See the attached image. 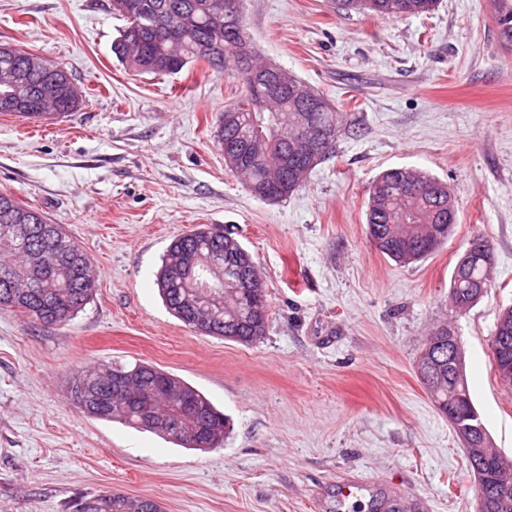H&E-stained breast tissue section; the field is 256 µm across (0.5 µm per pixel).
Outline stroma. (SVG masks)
Instances as JSON below:
<instances>
[{
  "mask_svg": "<svg viewBox=\"0 0 512 512\" xmlns=\"http://www.w3.org/2000/svg\"><path fill=\"white\" fill-rule=\"evenodd\" d=\"M110 0H0V42L71 73L82 106L64 117L0 113V191L38 209L93 259L92 301L33 327L0 308V512H65L112 490L164 512H369L342 500L353 477L422 512H476L474 477L413 366L428 332L464 340L470 393L512 458V389L491 339L512 305V51L490 0H439L396 19L337 13L331 0H243L263 61L343 112L336 151L286 200L256 197L215 137L241 94L232 70L175 75L121 64ZM412 168L446 184L454 236L398 265L366 235L372 182ZM236 234L260 271L270 317L246 346L174 317L156 274L174 237ZM494 248L492 286L455 311L467 242ZM144 361L201 391L230 421L222 447L192 450L74 409L66 386L94 362Z\"/></svg>",
  "mask_w": 512,
  "mask_h": 512,
  "instance_id": "35a3bbf8",
  "label": "stroma"
}]
</instances>
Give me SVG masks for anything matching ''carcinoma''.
Masks as SVG:
<instances>
[{"label": "carcinoma", "mask_w": 512, "mask_h": 512, "mask_svg": "<svg viewBox=\"0 0 512 512\" xmlns=\"http://www.w3.org/2000/svg\"><path fill=\"white\" fill-rule=\"evenodd\" d=\"M118 11L127 25L112 45L119 61L151 74H178L185 67L205 63L222 70L232 63L245 88L233 104L224 107L217 127L219 144L238 146L240 162L234 171L243 176L253 194L264 200H282L307 179L303 157L306 141L321 137L334 152L341 113L329 101L322 109L306 112L291 92L273 104L281 121L276 126L261 119V91L248 74L260 67L254 51L245 56L224 39V10L217 0H123ZM499 38L512 47V0H490ZM336 11L400 18L429 14L437 0H333ZM0 43V112L26 117L67 116L81 106V97L69 72L60 64L44 61ZM456 213L448 186L414 169L386 170L372 183L367 202L366 226L370 241L398 264L426 259L454 232L448 213ZM480 243L473 254L461 255L462 268L454 269L451 305L467 310L477 301L475 289L490 288L494 264L492 245ZM46 266L59 265L48 274L32 269L33 257ZM217 260L211 276L213 293L197 294L203 282L180 272L188 258ZM97 273L89 254L58 224L36 209L0 191V307L16 312L31 324L64 325L93 298ZM157 281L163 300L186 326H207L209 335L240 344H252L266 334L269 306L259 270L252 255L226 230L191 229L170 243ZM458 353L455 367L448 365V346ZM415 373L443 415L456 412L452 422L464 439L466 422L478 415L465 375L462 339L444 323L421 344ZM162 383L166 396L152 403L155 417L141 414L142 391ZM67 400L81 413L160 435L189 449L219 446L229 433L228 419L200 391L182 378L140 362L128 367L120 362L100 363L78 372L67 386ZM469 465L478 466L485 478L476 482V494L489 504V512H512V459L493 448L491 441L476 450L463 444ZM84 512H163L160 502L123 493L82 495Z\"/></svg>", "instance_id": "obj_1"}]
</instances>
